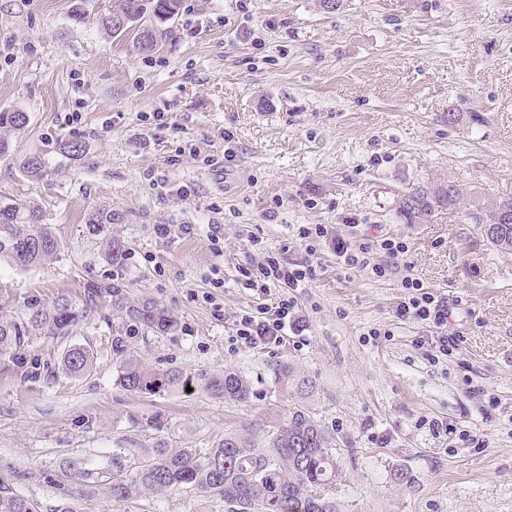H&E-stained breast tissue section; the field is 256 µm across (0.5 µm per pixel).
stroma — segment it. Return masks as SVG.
Segmentation results:
<instances>
[{"mask_svg": "<svg viewBox=\"0 0 512 512\" xmlns=\"http://www.w3.org/2000/svg\"><path fill=\"white\" fill-rule=\"evenodd\" d=\"M112 3L85 0L77 23L74 0H0V111L29 116L0 158V195L38 204L60 246L44 267L0 263V315L61 298L85 314L0 361V486L39 512H225L190 488L119 505L60 479L59 464L126 441L204 448L299 403L335 439L340 512H512V254L466 212L397 215L419 182L452 181L468 205L512 198V0H343L331 14L319 0H181L147 55L103 30ZM70 140L86 144L82 157L61 154ZM32 153L46 168L19 179L13 162ZM103 206L115 223L89 233ZM159 224L191 231L163 239ZM306 224L328 229L312 254ZM336 236L396 237L408 251L379 278L337 258ZM112 238L127 247L118 266ZM267 252L315 272L280 342L244 344L241 316L277 295L237 269ZM406 275L452 310L456 346L439 361L425 354L432 328L396 316ZM116 294L175 315V333L127 343L189 386L118 384ZM79 345L95 361L73 378L58 364ZM287 366L312 388L283 387ZM227 369L249 378L247 403L211 398L196 379Z\"/></svg>", "mask_w": 512, "mask_h": 512, "instance_id": "1", "label": "stroma"}]
</instances>
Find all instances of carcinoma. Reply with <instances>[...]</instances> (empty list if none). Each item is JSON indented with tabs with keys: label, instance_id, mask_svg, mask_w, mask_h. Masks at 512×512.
I'll list each match as a JSON object with an SVG mask.
<instances>
[{
	"label": "carcinoma",
	"instance_id": "carcinoma-1",
	"mask_svg": "<svg viewBox=\"0 0 512 512\" xmlns=\"http://www.w3.org/2000/svg\"><path fill=\"white\" fill-rule=\"evenodd\" d=\"M180 0H115L112 13L102 19L105 30L116 37L124 32L112 25V16L120 13L139 24L135 49L149 53L144 44L154 42L162 25L178 13ZM28 115L20 111H0V157L10 152L8 135L23 129ZM45 168L44 159L30 154L16 161L22 180L38 177ZM461 204L460 189L451 181L419 184L409 188L398 201L400 218L417 224ZM512 210V198L489 201L476 208L478 227L486 226L501 207ZM114 221L108 208L89 214L87 224L94 230ZM488 244L501 252H512V223L496 225ZM58 242L44 222L36 204L18 203L0 196V259L31 268L50 261ZM108 259L120 265L126 256L124 242H108ZM115 312L136 327L158 335L176 331L178 321L167 309L150 301L129 305L122 298L112 300ZM81 321L80 314L66 299L52 307L31 304L22 319L0 316V359L15 356L35 331L67 333ZM112 357L116 359L117 382L133 392L158 394L186 382L176 370L146 365L126 344L122 332L112 336ZM94 353L87 347L66 350L60 360L62 371L73 378L85 376L93 367ZM203 390L214 399L246 402L251 386L242 373L225 370L203 376ZM334 437L312 413L300 404L265 418L256 427L224 431V437L208 448H173L159 441L149 452L141 448H114L103 465L92 461L69 460L60 467L65 478L77 477L87 487L105 486L112 500L121 504L145 493L189 486L224 501L228 512H339L335 498L336 462ZM0 512H36L35 504L16 494H0Z\"/></svg>",
	"mask_w": 512,
	"mask_h": 512
}]
</instances>
